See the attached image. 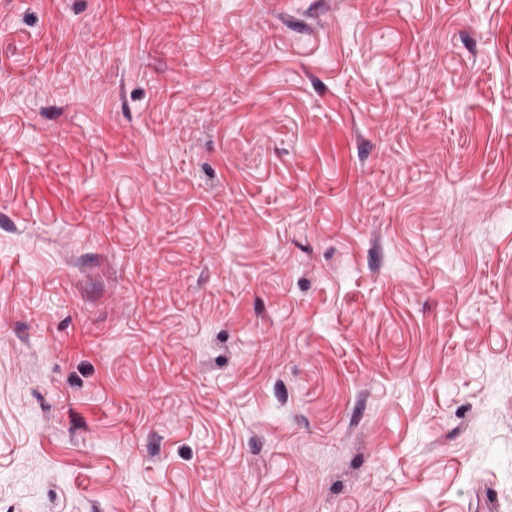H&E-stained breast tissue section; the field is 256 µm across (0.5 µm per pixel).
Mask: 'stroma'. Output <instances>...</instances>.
<instances>
[{
	"label": "stroma",
	"mask_w": 512,
	"mask_h": 512,
	"mask_svg": "<svg viewBox=\"0 0 512 512\" xmlns=\"http://www.w3.org/2000/svg\"><path fill=\"white\" fill-rule=\"evenodd\" d=\"M0 512H512V0H0Z\"/></svg>",
	"instance_id": "obj_1"
}]
</instances>
